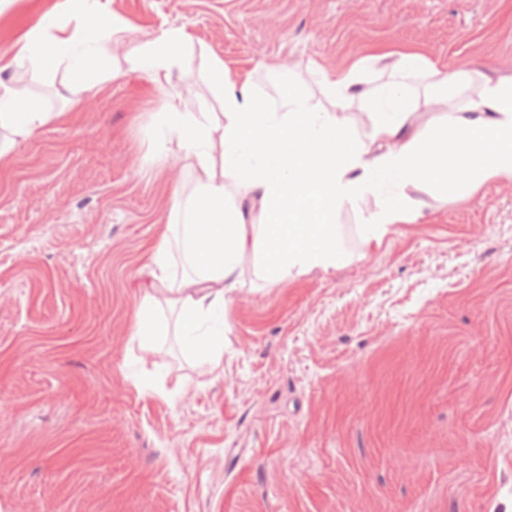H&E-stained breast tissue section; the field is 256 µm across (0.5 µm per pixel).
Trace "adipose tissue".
Returning <instances> with one entry per match:
<instances>
[{
  "label": "adipose tissue",
  "mask_w": 512,
  "mask_h": 512,
  "mask_svg": "<svg viewBox=\"0 0 512 512\" xmlns=\"http://www.w3.org/2000/svg\"><path fill=\"white\" fill-rule=\"evenodd\" d=\"M82 22L105 31L91 38L62 27L55 11L43 12L0 51V74L64 70L69 101L103 83L131 74L165 92L150 164L163 162L177 142L191 189H175L164 229L146 253L152 277L134 312L132 336L143 349L167 335L160 313H178L184 347L220 363L226 296L241 287L249 266L264 277L336 270L343 261L337 222L353 211L365 244L381 245L395 225L423 216L419 193L464 199L485 184L512 180V76L439 68L417 51L357 57L348 69H315L332 104L324 110L294 72L278 79L279 97L256 89L251 73L231 75L220 60L207 79L222 95L218 112L194 111L187 95L171 91L174 65L190 64V35L168 28L139 40L124 63L112 58L113 38L129 26L109 16L101 0H66ZM387 63L389 78L368 95L367 133L338 113L363 96V76ZM437 113L421 124L423 113ZM62 115L45 108L26 88L0 78V157ZM190 271L173 279L176 258Z\"/></svg>",
  "instance_id": "obj_1"
}]
</instances>
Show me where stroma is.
<instances>
[{
    "instance_id": "1",
    "label": "stroma",
    "mask_w": 512,
    "mask_h": 512,
    "mask_svg": "<svg viewBox=\"0 0 512 512\" xmlns=\"http://www.w3.org/2000/svg\"><path fill=\"white\" fill-rule=\"evenodd\" d=\"M104 2L190 35L171 85L199 112L214 59L273 98L284 68L310 84L372 47L512 75V0ZM32 5L0 0V47ZM65 80L21 76L71 117L0 158V512H512V182L422 195L378 248L343 213L336 271L231 293L219 365L174 330L148 353L142 256L192 178L175 145L143 162L164 105L145 78L75 106Z\"/></svg>"
}]
</instances>
